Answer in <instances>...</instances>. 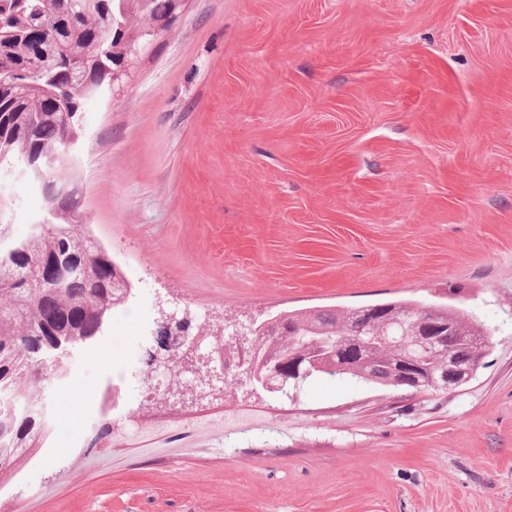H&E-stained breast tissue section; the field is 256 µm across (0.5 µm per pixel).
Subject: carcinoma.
<instances>
[{"instance_id":"obj_1","label":"carcinoma","mask_w":512,"mask_h":512,"mask_svg":"<svg viewBox=\"0 0 512 512\" xmlns=\"http://www.w3.org/2000/svg\"><path fill=\"white\" fill-rule=\"evenodd\" d=\"M70 2L57 0L53 8L46 0H0V62L23 67L39 83L37 87L0 86V166L23 150L44 158L77 133L78 109L64 112L52 101L58 95L68 98L74 60L83 64L90 84L112 83V62L99 65L105 52L112 50V22L86 5V0L64 22L61 13ZM40 186L47 203H57L70 217L58 222L49 215L33 224L32 244L0 241V262L7 259L22 271L7 280L6 269L0 268V474L47 437L46 392L43 384L35 382L34 372L41 370L44 381L66 374V357L52 355L37 363L31 345L35 330H41L50 343L88 348L103 336L112 314L125 305L113 287L121 270L106 249L104 257L92 260L85 271L74 269L59 279L42 274L46 258H80L95 248L90 244L88 217L78 209L74 196L59 195L62 188L73 190L72 181L60 179L55 169ZM272 319L289 332L275 341L266 340L262 330L254 334L257 367H262L270 352L287 356L316 342L325 354V368L312 376L338 375L336 362L346 357L364 373L362 380L397 388L395 376L404 365L416 363L422 384L407 388L412 393L436 391L428 380L438 376L448 357L423 351L425 331L449 325L444 348L464 343L475 365L491 345V334L461 305L448 302L427 305L397 299L354 309L284 311ZM359 322L365 324L364 336L373 340V346L337 345ZM119 394L116 385L106 390L101 417L105 429Z\"/></svg>"}]
</instances>
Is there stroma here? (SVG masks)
Returning a JSON list of instances; mask_svg holds the SVG:
<instances>
[{"label": "stroma", "mask_w": 512, "mask_h": 512, "mask_svg": "<svg viewBox=\"0 0 512 512\" xmlns=\"http://www.w3.org/2000/svg\"><path fill=\"white\" fill-rule=\"evenodd\" d=\"M80 120L76 199L131 294L53 382L0 512H512V0H183ZM5 194L25 239L44 197ZM452 295L492 345L448 391L155 405L129 381L165 311Z\"/></svg>", "instance_id": "35a3bbf8"}]
</instances>
